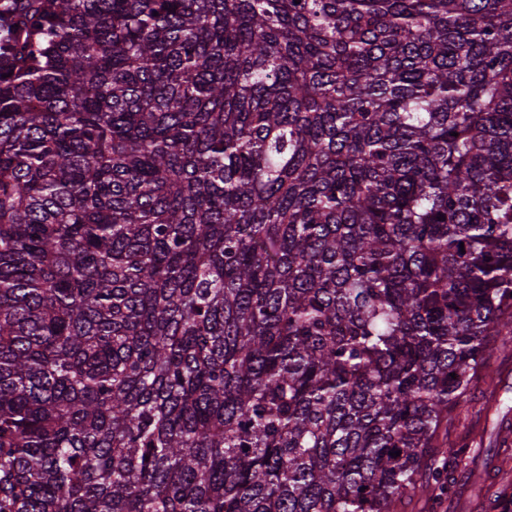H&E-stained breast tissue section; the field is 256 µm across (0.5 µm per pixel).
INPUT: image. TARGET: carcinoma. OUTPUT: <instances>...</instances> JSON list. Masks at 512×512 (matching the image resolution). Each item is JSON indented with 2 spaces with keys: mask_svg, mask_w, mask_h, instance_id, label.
<instances>
[{
  "mask_svg": "<svg viewBox=\"0 0 512 512\" xmlns=\"http://www.w3.org/2000/svg\"><path fill=\"white\" fill-rule=\"evenodd\" d=\"M501 336L512 0H0V512L452 493Z\"/></svg>",
  "mask_w": 512,
  "mask_h": 512,
  "instance_id": "carcinoma-1",
  "label": "carcinoma"
}]
</instances>
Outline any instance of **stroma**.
I'll use <instances>...</instances> for the list:
<instances>
[{
  "label": "stroma",
  "instance_id": "1",
  "mask_svg": "<svg viewBox=\"0 0 512 512\" xmlns=\"http://www.w3.org/2000/svg\"><path fill=\"white\" fill-rule=\"evenodd\" d=\"M489 363L501 369L509 387L498 394L496 410L481 408L483 382H476L448 424L449 440L468 437L474 450L477 484L455 494L436 492L434 500H414L406 512H512V431L501 428L512 422V353L493 354Z\"/></svg>",
  "mask_w": 512,
  "mask_h": 512
}]
</instances>
